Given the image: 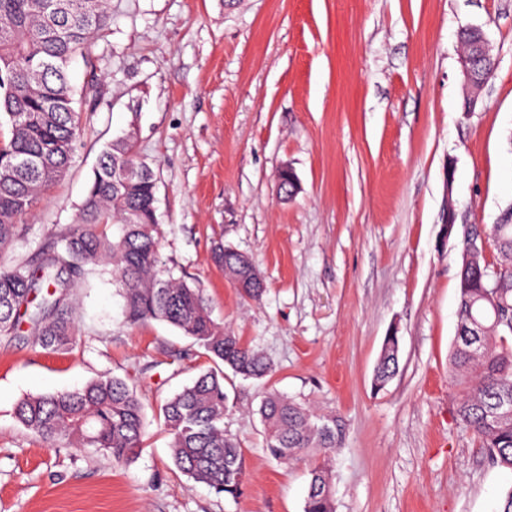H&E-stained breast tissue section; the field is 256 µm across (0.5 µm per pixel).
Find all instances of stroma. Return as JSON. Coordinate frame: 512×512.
Instances as JSON below:
<instances>
[{
    "mask_svg": "<svg viewBox=\"0 0 512 512\" xmlns=\"http://www.w3.org/2000/svg\"><path fill=\"white\" fill-rule=\"evenodd\" d=\"M471 25L498 65L468 112L459 33ZM94 54L74 163L20 218L0 265L35 266L59 247L102 150L135 129L157 176L163 259L272 372L225 376L245 480L238 498L218 495L175 470L158 413L205 367L202 349L163 322L128 326L110 272L87 268L70 350L0 339V512H303L319 456L267 454L268 390L348 423L336 512H498L512 472L460 424L448 359L461 236L512 203V0H112ZM284 166L299 180L289 199ZM220 242L253 258L260 302L213 264ZM391 330L400 370L378 391ZM104 374L145 406L130 462L49 446L16 420L22 399Z\"/></svg>",
    "mask_w": 512,
    "mask_h": 512,
    "instance_id": "obj_1",
    "label": "stroma"
}]
</instances>
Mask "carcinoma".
I'll return each mask as SVG.
<instances>
[{"instance_id":"carcinoma-1","label":"carcinoma","mask_w":512,"mask_h":512,"mask_svg":"<svg viewBox=\"0 0 512 512\" xmlns=\"http://www.w3.org/2000/svg\"><path fill=\"white\" fill-rule=\"evenodd\" d=\"M111 19L110 0H0V249L17 236V222L71 168L84 125L81 101L68 79L77 57L90 69L95 35ZM114 227L109 234L107 229ZM495 256L459 270L458 327L448 371L460 385L457 418L483 443L492 461L512 471V206L502 210L489 237ZM64 248L45 255L35 269L0 267V335L22 322L36 344L63 352L76 341L72 297L86 267L109 266L127 322L158 320L181 330L204 350L210 366L192 385L159 408L171 437L178 472L217 494L235 498L244 482L243 453L224 430L228 397L224 369L243 379L272 372L259 352L240 343L211 316L202 289L173 275L160 255L156 174L125 134L102 151L77 224ZM212 262L239 267L238 251L215 246ZM68 269L71 278L61 280ZM399 337H385L373 373L383 389L399 371ZM499 404L511 406L492 416ZM265 449L276 460L340 450L346 422L319 414L278 392L259 407ZM18 422L53 446L94 448L126 463L143 447L145 411L126 380L101 376L80 389L21 400ZM304 512H335L332 471L311 470Z\"/></svg>"}]
</instances>
